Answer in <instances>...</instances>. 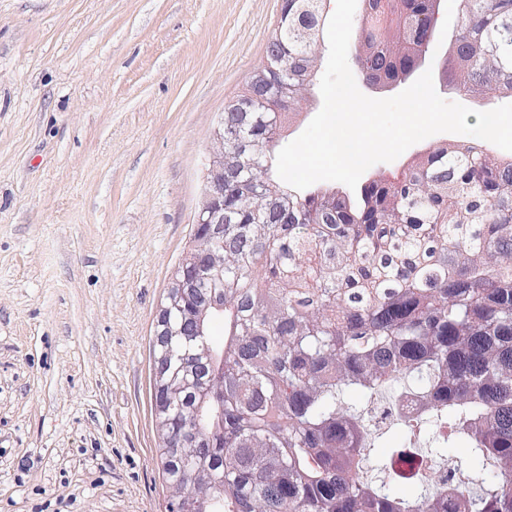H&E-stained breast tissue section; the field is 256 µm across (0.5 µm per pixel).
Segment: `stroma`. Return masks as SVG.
Instances as JSON below:
<instances>
[{
	"instance_id": "35a3bbf8",
	"label": "stroma",
	"mask_w": 512,
	"mask_h": 512,
	"mask_svg": "<svg viewBox=\"0 0 512 512\" xmlns=\"http://www.w3.org/2000/svg\"><path fill=\"white\" fill-rule=\"evenodd\" d=\"M282 0H0V512H167L153 345L192 245L221 112L265 64ZM463 25L442 0L437 93ZM322 107L292 101L278 152ZM433 135L420 153L470 145Z\"/></svg>"
}]
</instances>
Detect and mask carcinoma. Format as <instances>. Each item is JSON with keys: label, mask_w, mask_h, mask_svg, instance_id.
<instances>
[{"label": "carcinoma", "mask_w": 512, "mask_h": 512, "mask_svg": "<svg viewBox=\"0 0 512 512\" xmlns=\"http://www.w3.org/2000/svg\"><path fill=\"white\" fill-rule=\"evenodd\" d=\"M281 42L288 60L266 89L295 88L296 61L313 64L325 0H293ZM436 0H368L355 60L372 82L404 75L432 28ZM450 71L472 96L512 98V0H461ZM224 134L242 181L269 180L264 142ZM288 223L259 197L224 212V346L212 354L218 407L200 406L213 435L207 469L184 484L165 469L175 501L213 496L211 512H512V160L453 145L354 193H286ZM363 397L351 402L350 393ZM426 403L393 419L408 444L376 460L385 432L377 397ZM198 400L174 398L185 422ZM466 448L448 459V448Z\"/></svg>", "instance_id": "1"}]
</instances>
